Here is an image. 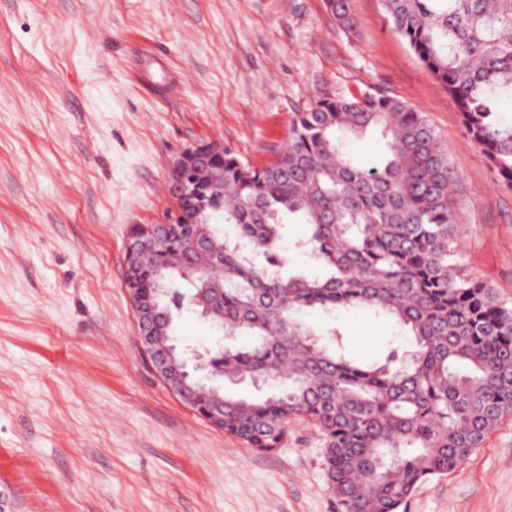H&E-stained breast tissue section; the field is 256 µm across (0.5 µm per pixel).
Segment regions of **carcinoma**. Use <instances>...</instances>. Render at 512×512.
I'll list each match as a JSON object with an SVG mask.
<instances>
[{"mask_svg":"<svg viewBox=\"0 0 512 512\" xmlns=\"http://www.w3.org/2000/svg\"><path fill=\"white\" fill-rule=\"evenodd\" d=\"M394 29L448 91L473 142L512 189V123L494 102L512 98V0H382ZM379 133L387 154L355 166L344 141ZM458 176L416 108L382 95H325L294 113L288 146L254 166L224 149V194L189 225L193 267L169 262L188 248L175 234L138 259L147 296L166 291V343L180 319L201 317L244 349L206 357L226 379L258 377L260 400L223 394L224 431L277 448L291 423L319 437L340 512H400L417 486L456 470L512 414V306L463 267L453 201ZM325 275L283 274L285 224ZM364 307L414 337L374 363L348 358L339 331L321 339L308 310Z\"/></svg>","mask_w":512,"mask_h":512,"instance_id":"obj_1","label":"carcinoma"}]
</instances>
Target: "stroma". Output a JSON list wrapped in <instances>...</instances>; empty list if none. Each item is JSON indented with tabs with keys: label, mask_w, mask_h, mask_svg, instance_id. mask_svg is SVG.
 Wrapping results in <instances>:
<instances>
[{
	"label": "stroma",
	"mask_w": 512,
	"mask_h": 512,
	"mask_svg": "<svg viewBox=\"0 0 512 512\" xmlns=\"http://www.w3.org/2000/svg\"><path fill=\"white\" fill-rule=\"evenodd\" d=\"M0 0V485L15 512H339L317 435L266 453L213 428L143 356L124 284L169 167L219 141L263 165L318 97L417 108L459 175L467 270L512 301V190L381 0ZM165 60L139 85L147 51ZM369 363L412 338L361 308L304 314ZM404 512H512V416ZM154 225L157 224H141V233L138 235H135L133 233L132 237L129 239L127 246H126V266H125V280L133 281V269H134V262H131L128 260V256L130 258H133L139 251H141L145 244L149 240H153L154 238L146 240L148 237H150L154 230Z\"/></svg>",
	"instance_id": "stroma-1"
}]
</instances>
